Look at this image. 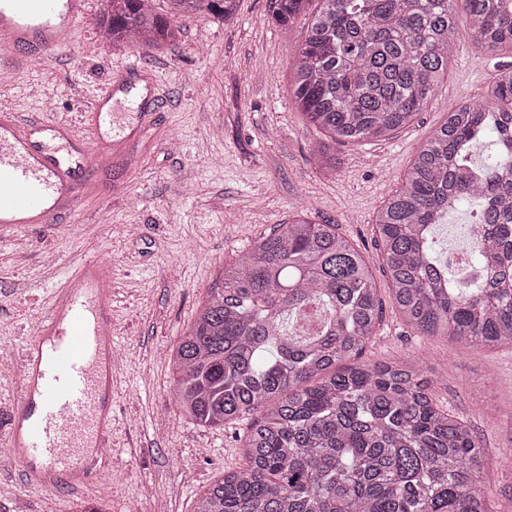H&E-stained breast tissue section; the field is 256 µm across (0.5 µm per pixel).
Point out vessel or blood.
<instances>
[{
	"label": "vessel or blood",
	"instance_id": "vessel-or-blood-1",
	"mask_svg": "<svg viewBox=\"0 0 512 512\" xmlns=\"http://www.w3.org/2000/svg\"><path fill=\"white\" fill-rule=\"evenodd\" d=\"M89 0H0V69L21 59L46 61L68 45ZM162 101L156 79L138 61L93 98L91 136L62 115L0 111V227L22 235L74 212L81 192L101 177L112 138L138 135ZM137 122L115 123L118 103ZM112 266L100 254L81 257L57 288L28 344L25 382L11 402L0 440L25 465L23 482L47 492L98 484L112 468L105 449L112 439L114 360Z\"/></svg>",
	"mask_w": 512,
	"mask_h": 512
}]
</instances>
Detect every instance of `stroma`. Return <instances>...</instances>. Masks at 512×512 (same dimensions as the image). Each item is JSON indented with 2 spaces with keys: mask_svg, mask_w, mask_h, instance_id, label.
<instances>
[{
  "mask_svg": "<svg viewBox=\"0 0 512 512\" xmlns=\"http://www.w3.org/2000/svg\"><path fill=\"white\" fill-rule=\"evenodd\" d=\"M272 0H237L230 19L179 17L180 39L138 52L102 42L99 0L71 45L48 65L25 66L0 87L19 112L45 98L78 126L90 99L137 56L164 91L151 125L113 157L103 183L81 199L71 223L28 228L24 251L0 229V431L7 429L15 375L60 277L84 253L112 263L113 317L122 360L112 393V474L91 490L48 493L18 480V462L0 461V512H195L199 498L240 462V420L202 427L180 416L170 362L225 265L295 216L337 225L368 264L382 320L361 360L418 357L440 405L467 421L487 450L482 488L492 512H512V346L480 348L423 336L398 314L375 233V215L410 163L447 118L446 106L481 100L512 47L474 44L464 10L456 12V49L428 108L392 139L370 144L326 140L298 112L291 93L309 16L287 29ZM327 145L335 172L311 154ZM55 254V266L45 263Z\"/></svg>",
  "mask_w": 512,
  "mask_h": 512,
  "instance_id": "obj_1",
  "label": "stroma"
}]
</instances>
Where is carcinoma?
<instances>
[{"instance_id": "1", "label": "carcinoma", "mask_w": 512, "mask_h": 512, "mask_svg": "<svg viewBox=\"0 0 512 512\" xmlns=\"http://www.w3.org/2000/svg\"><path fill=\"white\" fill-rule=\"evenodd\" d=\"M114 47L179 38V14L236 0H101ZM308 0H274L289 27ZM294 66V97L331 138L390 139L428 106L455 48V13L473 41L512 45V0H319ZM313 164L336 170L319 147ZM473 199L480 231L438 257L435 227ZM405 323L424 336L512 345V68L479 102L448 105L375 220ZM382 314L370 268L336 231L299 217L224 267L174 350L175 399L192 422L250 419L242 463L196 512H489L481 441L438 405L412 357L360 363Z\"/></svg>"}]
</instances>
